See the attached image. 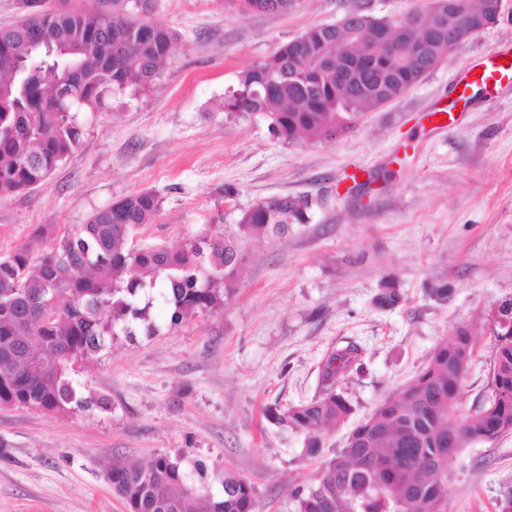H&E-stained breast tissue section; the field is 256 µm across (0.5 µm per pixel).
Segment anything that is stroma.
Wrapping results in <instances>:
<instances>
[{"mask_svg":"<svg viewBox=\"0 0 512 512\" xmlns=\"http://www.w3.org/2000/svg\"><path fill=\"white\" fill-rule=\"evenodd\" d=\"M428 2L295 0L278 13L242 0H152L151 19L177 35L169 64L111 109L79 113L78 148L34 189L0 201V257L47 246L140 191L160 210L137 248L233 233L241 209L274 196L308 197L309 219L281 239L241 241L235 292L219 309L174 323L159 289L146 290L149 323L131 322L74 362L88 404L0 408V512H128L112 465L158 454L214 497L229 468L251 483L257 512H296L293 491L313 482L322 457L460 327L474 350L458 411L487 399L494 332L512 301V87H473L446 128L433 113L456 102L459 69L512 47V0L498 23L335 140L287 143L265 113L224 109L243 70L308 28L358 5L395 17ZM388 283L403 300L382 309L375 297ZM441 285L444 301L431 293ZM350 342L363 363L343 387L353 412L314 457L272 415L317 396L323 362ZM511 486L512 434L469 445L448 461V512H500Z\"/></svg>","mask_w":512,"mask_h":512,"instance_id":"stroma-1","label":"stroma"}]
</instances>
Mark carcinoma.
<instances>
[{"mask_svg":"<svg viewBox=\"0 0 512 512\" xmlns=\"http://www.w3.org/2000/svg\"><path fill=\"white\" fill-rule=\"evenodd\" d=\"M38 2L22 0L23 19L0 29V199L39 184L78 147L76 113L146 87L171 57L174 35L148 18V0L64 9ZM293 2L244 0L245 8L265 12H286ZM448 21L445 11L428 29L405 28L356 9L310 27L243 71L225 104L231 112L267 113L273 135L286 142L334 140L448 54ZM388 40L418 55L413 67L403 56L382 54ZM63 87L77 98L60 99ZM310 208L305 197H271L241 210L231 236L135 249L129 239L159 212L157 196L141 191L94 212L38 254L28 243L0 257V407L54 413L83 405L70 365L104 349L117 327L145 320L135 304L139 291L162 288L173 320L219 308L243 261L238 240L285 235L306 222ZM401 299L388 286L376 303L387 308ZM496 341L492 392L479 410L461 417L454 407L473 354L471 329L463 327L351 431L314 484L294 491L296 512H446L448 459L512 432V326ZM360 361L358 346L336 349L322 365L320 396L275 415L305 435L309 454H320L324 429L352 413L343 384ZM109 475L129 512H256L251 485L228 468L220 500L201 485L188 492L179 463L162 454Z\"/></svg>","mask_w":512,"mask_h":512,"instance_id":"1","label":"carcinoma"}]
</instances>
